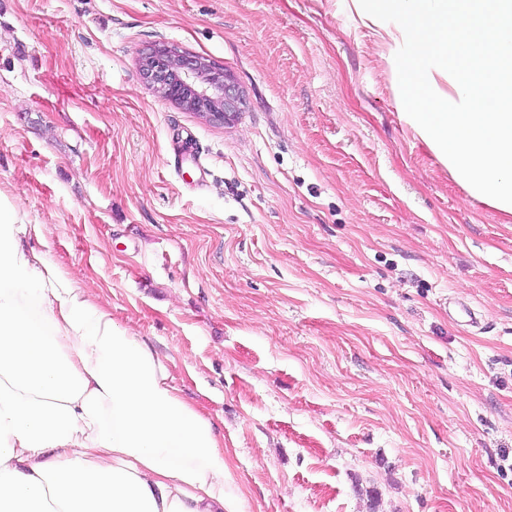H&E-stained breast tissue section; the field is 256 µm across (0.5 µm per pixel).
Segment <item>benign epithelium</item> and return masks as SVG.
Here are the masks:
<instances>
[{"mask_svg":"<svg viewBox=\"0 0 512 512\" xmlns=\"http://www.w3.org/2000/svg\"><path fill=\"white\" fill-rule=\"evenodd\" d=\"M139 71L160 96L209 123L232 124L248 104L234 73L208 59L157 43L139 57Z\"/></svg>","mask_w":512,"mask_h":512,"instance_id":"7a95c632","label":"benign epithelium"}]
</instances>
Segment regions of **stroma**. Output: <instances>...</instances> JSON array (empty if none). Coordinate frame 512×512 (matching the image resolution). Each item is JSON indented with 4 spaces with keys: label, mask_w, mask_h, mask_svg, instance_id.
Masks as SVG:
<instances>
[{
    "label": "stroma",
    "mask_w": 512,
    "mask_h": 512,
    "mask_svg": "<svg viewBox=\"0 0 512 512\" xmlns=\"http://www.w3.org/2000/svg\"><path fill=\"white\" fill-rule=\"evenodd\" d=\"M156 43L238 121L146 85ZM407 93L345 0H0V194L211 416L240 512H512V219ZM138 64L142 78L158 95L197 111L193 113L202 121L233 124L247 107L246 95L231 70L174 45H151L141 53ZM187 89L195 93L194 98L186 95ZM199 100L206 106L200 107Z\"/></svg>",
    "instance_id": "1"
}]
</instances>
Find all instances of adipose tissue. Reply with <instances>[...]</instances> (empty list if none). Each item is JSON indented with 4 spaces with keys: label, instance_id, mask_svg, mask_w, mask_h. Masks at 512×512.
I'll return each instance as SVG.
<instances>
[{
    "label": "adipose tissue",
    "instance_id": "1",
    "mask_svg": "<svg viewBox=\"0 0 512 512\" xmlns=\"http://www.w3.org/2000/svg\"><path fill=\"white\" fill-rule=\"evenodd\" d=\"M348 2L395 49L401 122L512 218V0ZM29 230L0 199V512H238L210 417Z\"/></svg>",
    "mask_w": 512,
    "mask_h": 512
}]
</instances>
